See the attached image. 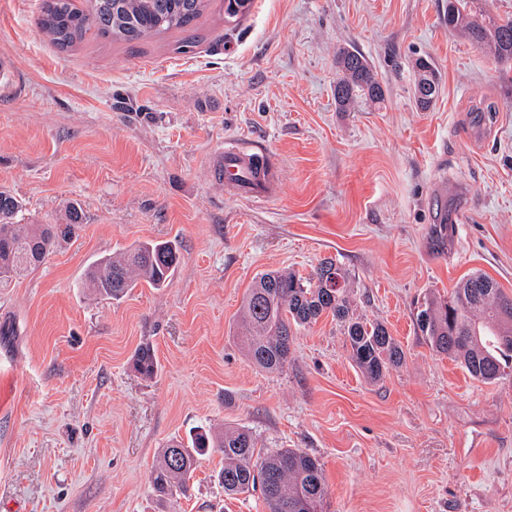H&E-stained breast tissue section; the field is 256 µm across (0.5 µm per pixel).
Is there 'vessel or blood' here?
Instances as JSON below:
<instances>
[{
  "instance_id": "vessel-or-blood-1",
  "label": "vessel or blood",
  "mask_w": 512,
  "mask_h": 512,
  "mask_svg": "<svg viewBox=\"0 0 512 512\" xmlns=\"http://www.w3.org/2000/svg\"><path fill=\"white\" fill-rule=\"evenodd\" d=\"M214 167L222 175L225 188L234 195L252 202L268 198L274 174L264 153L253 144L246 142L225 149L215 157Z\"/></svg>"
}]
</instances>
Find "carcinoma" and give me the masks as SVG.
Returning <instances> with one entry per match:
<instances>
[{"label": "carcinoma", "instance_id": "carcinoma-1", "mask_svg": "<svg viewBox=\"0 0 512 512\" xmlns=\"http://www.w3.org/2000/svg\"><path fill=\"white\" fill-rule=\"evenodd\" d=\"M474 0H448V30L464 34L498 60L512 61V17L497 18L471 7ZM209 0H43L36 19L38 31L58 50L70 52L88 32L106 40L137 45L169 31H188L202 17ZM343 73L336 83L339 110L356 100L384 99V89L372 64L360 52L343 48L337 56ZM414 97L426 110L439 92L433 63H414ZM21 203L0 191V283L38 269L60 242L80 227L78 205L66 210L64 224H17ZM180 262L173 241H150L109 255L87 275L93 293L107 300L123 298L140 284L166 287ZM350 272L333 258L323 259L314 272L298 276L270 270L258 274L243 301L237 339L251 363L270 374L288 369L294 332L332 316L348 336L351 359L369 379L382 378L402 365L401 344L379 322L354 314L348 298ZM416 325L433 351L460 362L475 379L492 383L512 368V297L483 273L461 280L449 299L428 303L416 315ZM136 367L146 376L157 362L150 345L138 349ZM215 448L224 456L218 480L224 495L260 491L268 512H326L328 490L320 459L305 451L282 448L263 455L246 427H226L222 433L199 430L188 443L176 441L159 450L151 477L154 493L171 500L187 492L197 456Z\"/></svg>", "mask_w": 512, "mask_h": 512}]
</instances>
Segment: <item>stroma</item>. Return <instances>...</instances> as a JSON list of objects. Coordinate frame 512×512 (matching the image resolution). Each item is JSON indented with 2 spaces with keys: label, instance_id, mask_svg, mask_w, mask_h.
<instances>
[{
  "label": "stroma",
  "instance_id": "35a3bbf8",
  "mask_svg": "<svg viewBox=\"0 0 512 512\" xmlns=\"http://www.w3.org/2000/svg\"><path fill=\"white\" fill-rule=\"evenodd\" d=\"M42 0H0V190L21 224L84 223L32 274L0 287V512H267L226 498L220 453L187 495L151 490L160 448L196 426H245L267 452L324 469L330 512H512V375L494 384L437 354L418 310L479 271L512 295V63L449 32L448 0H253L237 22L210 0L196 44L166 33L129 48L95 33L63 53L34 20ZM385 91L336 108L340 49ZM440 91L419 110L417 58ZM266 151L279 191L230 195L225 146ZM178 244L167 287L103 300L101 257ZM351 274L357 315L385 324L406 359L378 381L332 318L298 330L269 374L235 338L269 270ZM150 344L153 376L133 366Z\"/></svg>",
  "mask_w": 512,
  "mask_h": 512
}]
</instances>
